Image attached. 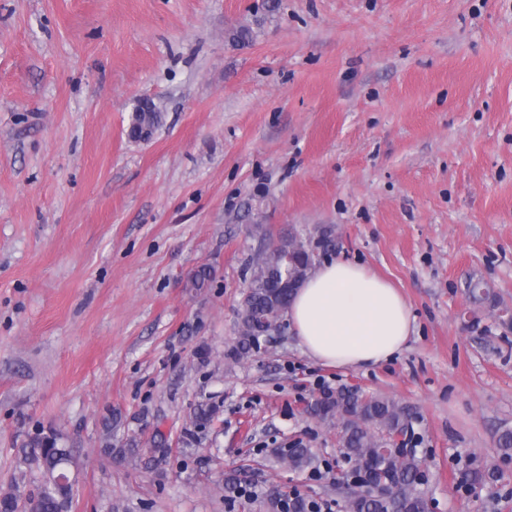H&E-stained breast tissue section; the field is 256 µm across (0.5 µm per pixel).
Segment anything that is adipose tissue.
I'll return each mask as SVG.
<instances>
[{
  "label": "adipose tissue",
  "mask_w": 512,
  "mask_h": 512,
  "mask_svg": "<svg viewBox=\"0 0 512 512\" xmlns=\"http://www.w3.org/2000/svg\"><path fill=\"white\" fill-rule=\"evenodd\" d=\"M286 316L310 358L339 368L390 361L406 345L413 322L392 283L361 264L339 259L313 268Z\"/></svg>",
  "instance_id": "1"
}]
</instances>
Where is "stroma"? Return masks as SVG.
<instances>
[{"label":"stroma","instance_id":"stroma-1","mask_svg":"<svg viewBox=\"0 0 512 512\" xmlns=\"http://www.w3.org/2000/svg\"><path fill=\"white\" fill-rule=\"evenodd\" d=\"M328 225L400 290L407 348L324 367L284 321L228 360L259 249ZM505 308L512 0H0V493L44 428L77 459L70 512H265L272 486L344 512L326 382L413 409L438 512H512ZM299 440L318 476L273 457ZM472 463L503 477L467 491ZM239 471L252 494L226 497ZM152 105L153 112L146 110L141 106H136L133 111L130 123L131 135L141 136V130L144 128L156 129L161 121L160 112L157 111L156 107ZM156 112V113H155Z\"/></svg>","mask_w":512,"mask_h":512}]
</instances>
